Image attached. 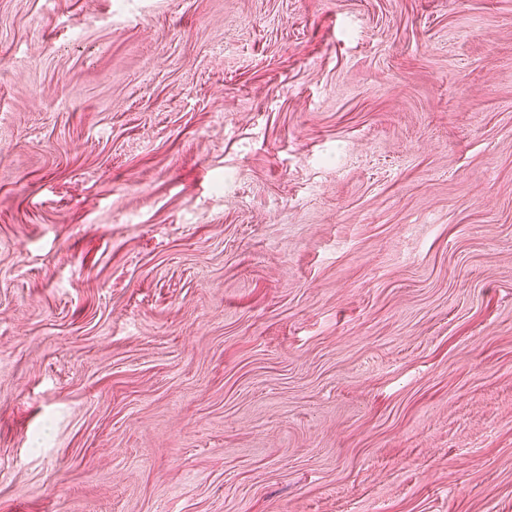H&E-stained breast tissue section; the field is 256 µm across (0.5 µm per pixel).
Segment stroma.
I'll list each match as a JSON object with an SVG mask.
<instances>
[{
	"label": "stroma",
	"instance_id": "1",
	"mask_svg": "<svg viewBox=\"0 0 512 512\" xmlns=\"http://www.w3.org/2000/svg\"><path fill=\"white\" fill-rule=\"evenodd\" d=\"M0 512H512V0H0Z\"/></svg>",
	"mask_w": 512,
	"mask_h": 512
}]
</instances>
